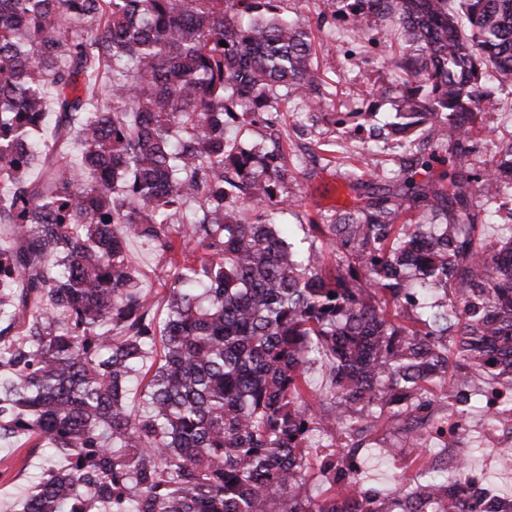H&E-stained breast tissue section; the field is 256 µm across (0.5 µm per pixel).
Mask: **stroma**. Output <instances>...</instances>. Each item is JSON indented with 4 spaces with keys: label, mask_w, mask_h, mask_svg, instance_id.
I'll list each match as a JSON object with an SVG mask.
<instances>
[{
    "label": "stroma",
    "mask_w": 512,
    "mask_h": 512,
    "mask_svg": "<svg viewBox=\"0 0 512 512\" xmlns=\"http://www.w3.org/2000/svg\"><path fill=\"white\" fill-rule=\"evenodd\" d=\"M280 11L313 28L315 40L320 44L314 64L334 109L323 119L313 120L303 90L297 89L281 103L280 118L275 125L245 122L228 129L226 135L247 146L260 145L268 150L280 146L288 177L280 182L278 193L297 201L295 210L287 216L297 238L305 237L309 218L332 220L369 202L370 189L351 184V173L361 147H369L374 164L388 173V187L393 191L402 183L407 160L413 153L433 154V176L447 171L448 149L436 144L430 126L417 128L414 143L408 150L371 138V125H383L394 110L392 96L384 97L372 120L358 117L364 109V93L386 86V62L391 48L385 30L377 27L371 30L370 36L376 43L372 53L351 57L347 54L352 42L346 22L320 24L318 0H282ZM486 435L484 421L472 419L457 440L453 453L467 460L471 474L489 477L501 495L512 497V449L492 447ZM376 437L396 445L397 454L386 456L380 449L368 448L362 452L361 462L371 485H395L400 476L409 472L410 449L397 423L385 422ZM45 466L43 453H35L24 461L14 447L0 446V512H14L22 490L32 484Z\"/></svg>",
    "instance_id": "obj_1"
}]
</instances>
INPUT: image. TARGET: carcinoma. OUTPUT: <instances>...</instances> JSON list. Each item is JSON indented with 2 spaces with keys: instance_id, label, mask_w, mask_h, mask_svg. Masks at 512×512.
I'll list each match as a JSON object with an SVG mask.
<instances>
[{
  "instance_id": "1",
  "label": "carcinoma",
  "mask_w": 512,
  "mask_h": 512,
  "mask_svg": "<svg viewBox=\"0 0 512 512\" xmlns=\"http://www.w3.org/2000/svg\"><path fill=\"white\" fill-rule=\"evenodd\" d=\"M279 2L0 0V444L53 448L18 512H512L424 456L446 433L432 388L493 423L482 397L512 392V138L450 195L407 178L390 197L366 162L354 182L379 195L293 247L281 153L224 137L295 88L324 111L312 32ZM325 4L359 41L394 33L385 127L472 151L471 115L502 101L484 70L512 83V0ZM131 239L167 261L160 301ZM384 417L415 452L394 488L358 465Z\"/></svg>"
}]
</instances>
